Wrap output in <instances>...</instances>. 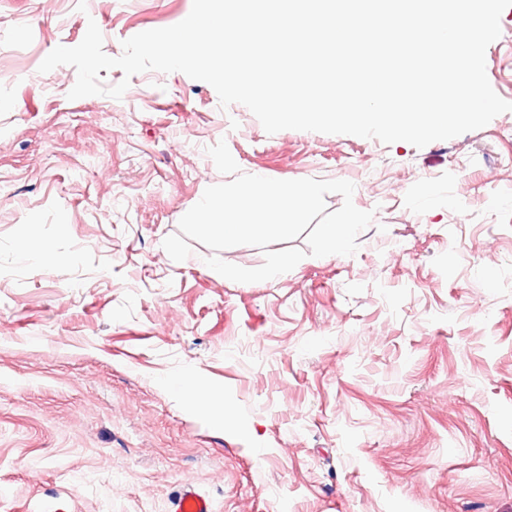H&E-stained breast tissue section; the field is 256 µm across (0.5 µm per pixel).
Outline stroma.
Here are the masks:
<instances>
[{
	"mask_svg": "<svg viewBox=\"0 0 512 512\" xmlns=\"http://www.w3.org/2000/svg\"><path fill=\"white\" fill-rule=\"evenodd\" d=\"M0 0V512H512V112L415 148L267 134L181 72L121 99L40 73L89 22L103 50L192 0ZM486 51L512 102V7ZM242 172L342 179L351 256L236 283L181 217ZM31 227L65 266L24 265ZM206 382L196 405L170 388ZM181 392L199 405L208 400V392L204 380L199 374H186L179 378ZM169 512H213L209 497L193 486H185L170 502Z\"/></svg>",
	"mask_w": 512,
	"mask_h": 512,
	"instance_id": "35a3bbf8",
	"label": "stroma"
}]
</instances>
